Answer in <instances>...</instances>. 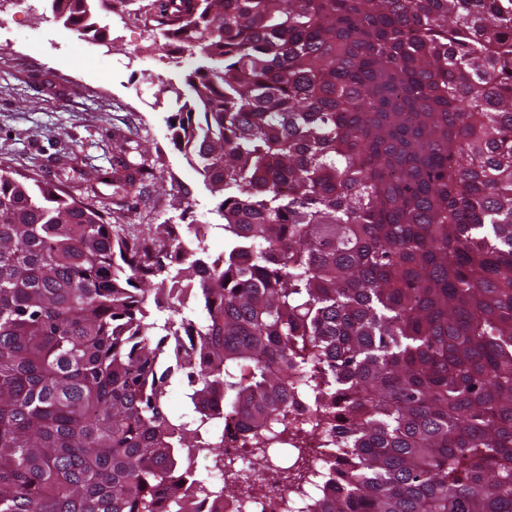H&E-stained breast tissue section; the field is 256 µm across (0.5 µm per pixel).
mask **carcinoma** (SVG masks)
<instances>
[{
	"label": "carcinoma",
	"mask_w": 512,
	"mask_h": 512,
	"mask_svg": "<svg viewBox=\"0 0 512 512\" xmlns=\"http://www.w3.org/2000/svg\"><path fill=\"white\" fill-rule=\"evenodd\" d=\"M211 64L172 138L224 264L0 167V512H192L212 424L297 451L314 512H512V0H149ZM98 26L88 0L67 18ZM101 183L153 178L129 136ZM205 320L163 323L155 281ZM201 366L185 372L181 341ZM186 377L189 413L167 412ZM309 403L301 434L288 402ZM346 434L314 471L307 438Z\"/></svg>",
	"instance_id": "obj_1"
}]
</instances>
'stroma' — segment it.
Masks as SVG:
<instances>
[{
    "instance_id": "obj_1",
    "label": "stroma",
    "mask_w": 512,
    "mask_h": 512,
    "mask_svg": "<svg viewBox=\"0 0 512 512\" xmlns=\"http://www.w3.org/2000/svg\"><path fill=\"white\" fill-rule=\"evenodd\" d=\"M109 53L89 61L87 36L57 18L50 0H0V167L20 172L57 153L75 155L85 178L109 169L113 129L131 133L155 161L156 177L130 208L112 203V190L99 186L113 226L139 231L150 224H207L208 254L224 253V234L215 213L218 200L171 140L168 118L184 78L201 63L184 52L177 63L141 59L125 63L146 44L144 29H105Z\"/></svg>"
}]
</instances>
